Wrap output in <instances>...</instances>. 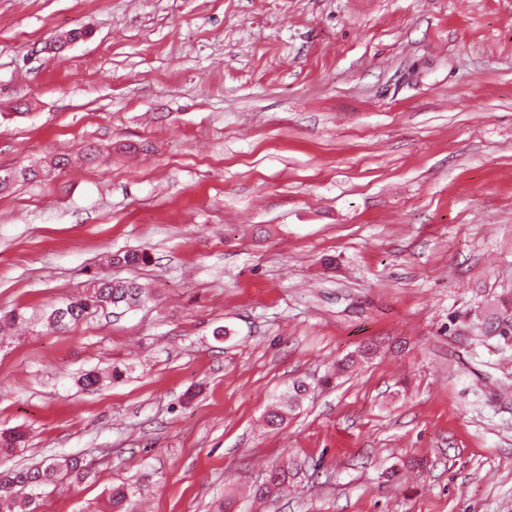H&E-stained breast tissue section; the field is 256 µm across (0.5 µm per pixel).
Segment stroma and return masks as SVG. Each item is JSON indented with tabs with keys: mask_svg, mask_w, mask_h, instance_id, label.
Listing matches in <instances>:
<instances>
[{
	"mask_svg": "<svg viewBox=\"0 0 512 512\" xmlns=\"http://www.w3.org/2000/svg\"><path fill=\"white\" fill-rule=\"evenodd\" d=\"M114 142L0 192L10 463L93 467L41 512H214L293 458L249 512H512V346L473 331L512 296V0H0V167ZM92 276L152 297L50 331ZM307 391V384L303 381L295 382L291 387L289 386L288 391L283 393L276 405L268 411L267 423L271 426L281 425L286 414H290L299 408ZM306 466L304 462L297 459L289 461L286 465L273 463L266 469L263 482L256 485L254 489V497L259 499L268 498L273 495L281 494L283 489L288 487V483L305 476ZM138 490L133 485L113 486L109 492L110 512H132L131 504Z\"/></svg>",
	"mask_w": 512,
	"mask_h": 512,
	"instance_id": "stroma-1",
	"label": "stroma"
}]
</instances>
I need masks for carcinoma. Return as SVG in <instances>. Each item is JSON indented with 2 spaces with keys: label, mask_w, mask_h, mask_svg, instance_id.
Segmentation results:
<instances>
[{
  "label": "carcinoma",
  "mask_w": 512,
  "mask_h": 512,
  "mask_svg": "<svg viewBox=\"0 0 512 512\" xmlns=\"http://www.w3.org/2000/svg\"><path fill=\"white\" fill-rule=\"evenodd\" d=\"M66 157L53 158L41 168L0 169V191L12 187L20 181H31L40 173L67 165ZM150 255L144 250L115 252L109 263L117 267L136 268L149 262ZM149 299L148 292L134 279H105L94 277L87 289L69 298L59 307L53 308L46 316L47 326L54 330L65 329L84 320L91 312L105 306L114 308L139 306ZM480 331L496 337L505 343H512V298L501 301V306L491 313V320L483 322ZM372 347L366 345L358 349L357 356H346L336 362V374L340 375L358 364L369 362ZM307 384L298 381L283 393L276 405L267 413V423L271 426L282 424L285 415L299 408ZM25 433L19 430L0 432V457L11 456L18 448L25 446ZM304 463L293 459L286 464L274 463L266 469L263 482L256 485L254 497L268 498L282 493L288 483L305 475ZM91 473L90 464L76 455H62L45 460L36 467H17L0 474V502L7 504L10 512H40V501L45 489L57 484L66 477L78 480ZM138 488L133 485H118L109 492L110 512H132L131 504Z\"/></svg>",
  "instance_id": "1"
}]
</instances>
